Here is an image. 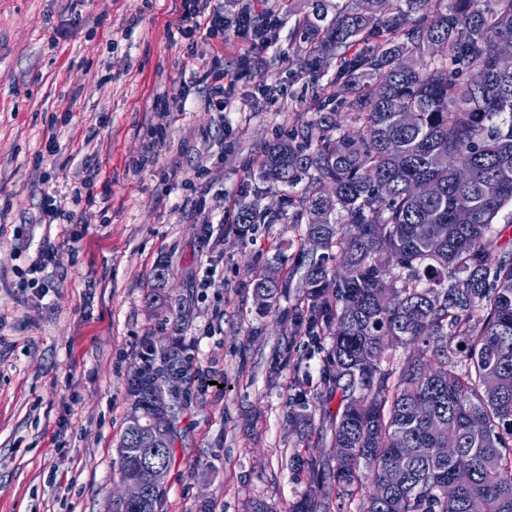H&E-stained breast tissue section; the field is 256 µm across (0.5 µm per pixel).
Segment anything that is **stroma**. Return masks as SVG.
I'll use <instances>...</instances> for the list:
<instances>
[{
	"label": "stroma",
	"mask_w": 512,
	"mask_h": 512,
	"mask_svg": "<svg viewBox=\"0 0 512 512\" xmlns=\"http://www.w3.org/2000/svg\"><path fill=\"white\" fill-rule=\"evenodd\" d=\"M178 3L0 0V512H119L127 381L143 352L175 341L185 371L159 512H249L255 499L290 512L311 483L305 459L333 453L332 339L291 321L302 268L282 263L290 296L269 312L249 286L300 228L220 222L242 199L277 205L258 160L318 106L300 67L307 0H216L225 28L264 20L225 43L167 31ZM210 66L223 112L204 111L194 82ZM181 89L184 112L161 116L156 97ZM89 175L80 218L40 223L48 198ZM302 405L315 416L303 435L287 418Z\"/></svg>",
	"instance_id": "1"
}]
</instances>
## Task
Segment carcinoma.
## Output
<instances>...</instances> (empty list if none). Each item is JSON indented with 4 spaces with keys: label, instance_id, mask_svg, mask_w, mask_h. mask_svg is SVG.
Segmentation results:
<instances>
[{
    "label": "carcinoma",
    "instance_id": "carcinoma-1",
    "mask_svg": "<svg viewBox=\"0 0 512 512\" xmlns=\"http://www.w3.org/2000/svg\"><path fill=\"white\" fill-rule=\"evenodd\" d=\"M310 0L298 31L301 69L316 81L339 60L325 103L293 136L268 145L258 178L281 207L238 203L231 232L285 220L317 248L306 264L295 333L325 331L330 393H340L331 447L336 498L363 489L361 512H512V71L497 67L512 42V0ZM485 76L481 87L469 75ZM359 126L342 129L336 114ZM470 169L458 181L450 165ZM419 181L433 198L412 191ZM465 208L470 223L456 222ZM344 271L330 277L327 262ZM253 302L277 305L289 281L268 269ZM396 345L402 359L385 354ZM157 373L136 368L118 472L138 475L145 512L160 493L140 457L164 468L173 420L156 402ZM469 482L448 495L458 470ZM291 512H327L305 494Z\"/></svg>",
    "mask_w": 512,
    "mask_h": 512
}]
</instances>
